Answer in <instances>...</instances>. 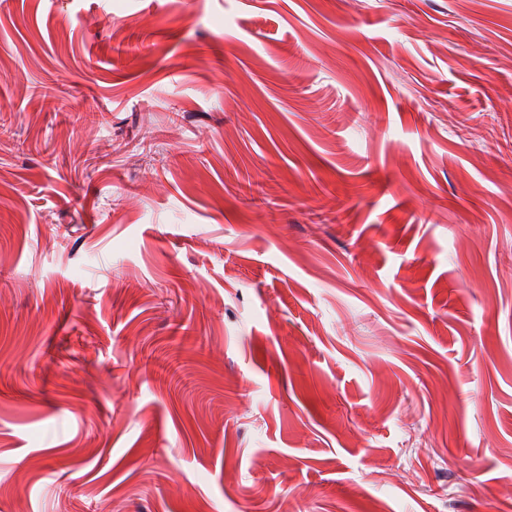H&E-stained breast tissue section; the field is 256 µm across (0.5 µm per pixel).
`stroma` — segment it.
<instances>
[{
  "mask_svg": "<svg viewBox=\"0 0 512 512\" xmlns=\"http://www.w3.org/2000/svg\"><path fill=\"white\" fill-rule=\"evenodd\" d=\"M512 512V0H0V512Z\"/></svg>",
  "mask_w": 512,
  "mask_h": 512,
  "instance_id": "1",
  "label": "stroma"
}]
</instances>
